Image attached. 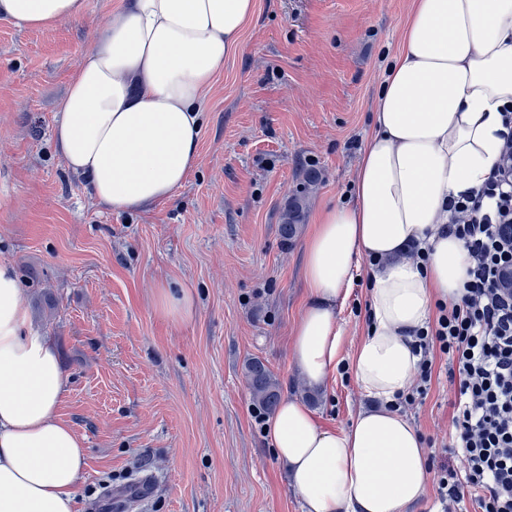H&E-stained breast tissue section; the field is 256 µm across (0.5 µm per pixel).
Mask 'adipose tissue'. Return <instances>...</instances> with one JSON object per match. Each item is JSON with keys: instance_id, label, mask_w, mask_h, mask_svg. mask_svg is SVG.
Masks as SVG:
<instances>
[{"instance_id": "ef3b65f1", "label": "adipose tissue", "mask_w": 512, "mask_h": 512, "mask_svg": "<svg viewBox=\"0 0 512 512\" xmlns=\"http://www.w3.org/2000/svg\"><path fill=\"white\" fill-rule=\"evenodd\" d=\"M85 8L86 0H0V15L23 27L50 28ZM255 11L256 0H121L112 11L54 128L60 155L100 202L141 210L183 185L207 95ZM511 105L512 0H412L354 200L323 209L305 246L309 297L292 359L313 388L339 362L336 305L361 261L373 266L370 327L351 355L369 405L336 431L286 397L267 425L303 512H405L425 494L421 437L392 404L418 362L411 331L463 286L466 252L445 231L448 197L489 176ZM412 245L425 261L406 258ZM66 385L13 267L0 263V512H75L86 448L59 416Z\"/></svg>"}]
</instances>
